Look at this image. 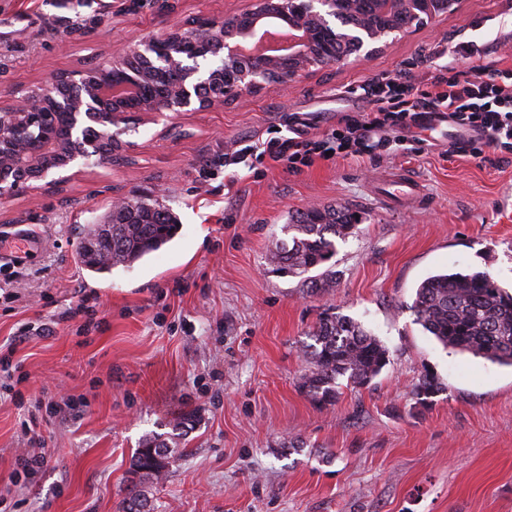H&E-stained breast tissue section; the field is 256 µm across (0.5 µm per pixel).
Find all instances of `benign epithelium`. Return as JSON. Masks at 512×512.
Listing matches in <instances>:
<instances>
[{
  "mask_svg": "<svg viewBox=\"0 0 512 512\" xmlns=\"http://www.w3.org/2000/svg\"><path fill=\"white\" fill-rule=\"evenodd\" d=\"M334 0H251L241 11L202 21L185 30L173 27L163 36L134 43L90 72L61 71L44 86L16 103L0 107V197L29 189L51 187L83 173L95 160L110 163L124 151L131 124L157 123L183 112H198L224 104L225 90L245 99L265 89H282L323 66L321 58L335 51L320 32L336 23L328 10ZM270 27L288 30V45L261 56L257 66L246 64L241 45L259 40ZM392 34L374 19L362 17L345 40L365 57L372 45ZM45 112H63L67 134L54 145L35 150L23 134ZM92 121L109 126L106 147L94 149L85 136Z\"/></svg>",
  "mask_w": 512,
  "mask_h": 512,
  "instance_id": "1",
  "label": "benign epithelium"
}]
</instances>
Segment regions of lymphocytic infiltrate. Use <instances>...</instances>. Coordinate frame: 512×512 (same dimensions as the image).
I'll use <instances>...</instances> for the list:
<instances>
[{
	"instance_id": "f902f5d3",
	"label": "lymphocytic infiltrate",
	"mask_w": 512,
	"mask_h": 512,
	"mask_svg": "<svg viewBox=\"0 0 512 512\" xmlns=\"http://www.w3.org/2000/svg\"><path fill=\"white\" fill-rule=\"evenodd\" d=\"M464 52L469 66H436L429 88H421L409 73L368 81L362 90L371 104L369 112L342 113L335 128L319 137L309 135L306 120L295 119L289 135L238 149L234 161L241 164L248 156L259 154L290 171L311 166L329 152L341 158L374 161L382 152L402 146L401 139H387L386 131L408 129L426 112L447 113L451 121L488 145L512 153V67H498L486 60L483 50L470 45ZM80 406V401L70 397L60 403L35 402L22 424L34 451L22 458L19 470L12 473V487L34 478L52 461V452L41 435L44 424L62 409L74 411Z\"/></svg>"
}]
</instances>
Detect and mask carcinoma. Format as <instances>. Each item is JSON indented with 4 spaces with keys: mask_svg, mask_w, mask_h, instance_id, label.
Returning <instances> with one entry per match:
<instances>
[{
    "mask_svg": "<svg viewBox=\"0 0 512 512\" xmlns=\"http://www.w3.org/2000/svg\"><path fill=\"white\" fill-rule=\"evenodd\" d=\"M336 19L346 25L353 14L373 15L374 0L337 6ZM427 14L393 12L381 25L401 29L417 26ZM354 214L332 207L298 211L282 226L284 238L275 242L267 260L275 270L300 277L313 270L311 288H333L336 270L332 259L336 242L357 230ZM179 226L168 205L151 198H133L124 209L112 208L96 224L79 232L78 254L90 271L104 273L130 266L169 243ZM415 322L445 348L471 353L492 362L512 366V295L506 294L485 271H448L423 279L409 306ZM312 344L303 350L306 370L300 388L313 400L331 405L339 395L340 381L365 387L389 363L388 348L353 318L340 313L320 316ZM442 390L435 376L425 373L414 395L424 402ZM182 456L174 438L152 436L141 443L132 459L135 478L127 486L121 512H152L145 485L169 473Z\"/></svg>",
    "mask_w": 512,
    "mask_h": 512,
    "instance_id": "1",
    "label": "carcinoma"
}]
</instances>
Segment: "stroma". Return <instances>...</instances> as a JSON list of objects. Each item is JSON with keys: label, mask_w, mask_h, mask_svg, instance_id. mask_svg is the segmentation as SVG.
<instances>
[{"label": "stroma", "mask_w": 512, "mask_h": 512, "mask_svg": "<svg viewBox=\"0 0 512 512\" xmlns=\"http://www.w3.org/2000/svg\"><path fill=\"white\" fill-rule=\"evenodd\" d=\"M249 0H0V105L54 72L101 63L129 44L247 7ZM473 42L512 64V0H461L370 60L353 56L245 101L140 126L112 163L55 188L0 198V234L37 244L22 274L0 249V345L14 344L31 396H84L89 407L42 431L51 465L17 490L18 512H119L144 438L195 413L183 456L149 491L155 512H512V367L438 344L409 306L429 274L482 270L512 291V154L483 141V162L448 157L455 127L416 126L406 148L377 162L320 159L290 172L271 161L228 166L236 145L287 130L300 113L314 134L337 112L370 108L364 82L431 61L463 65ZM399 168L426 199L397 206L369 183ZM162 196L174 239L129 267L86 270L78 232L121 198ZM347 208L356 234L336 245V285L320 291L267 262L292 213ZM101 323L75 335L59 314L75 289ZM326 311L376 334L390 362L369 386H342L321 405L299 387L301 346ZM443 385L431 404L413 391L424 372ZM26 409L0 400V485L27 446Z\"/></svg>", "instance_id": "stroma-1"}]
</instances>
